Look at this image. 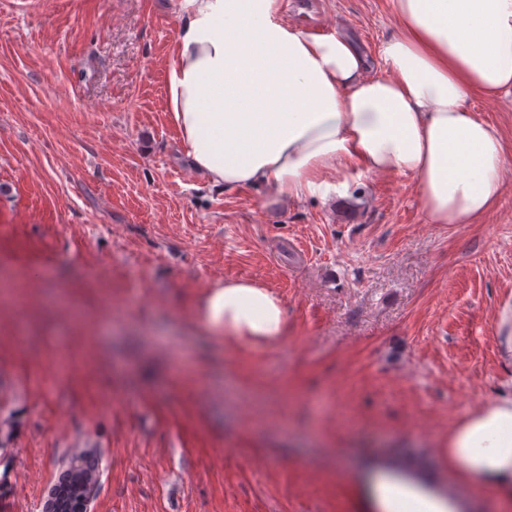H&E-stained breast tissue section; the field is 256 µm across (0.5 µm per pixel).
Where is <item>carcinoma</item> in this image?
I'll use <instances>...</instances> for the list:
<instances>
[{
	"instance_id": "1",
	"label": "carcinoma",
	"mask_w": 512,
	"mask_h": 512,
	"mask_svg": "<svg viewBox=\"0 0 512 512\" xmlns=\"http://www.w3.org/2000/svg\"><path fill=\"white\" fill-rule=\"evenodd\" d=\"M99 457L91 448L72 453L57 471L50 488L42 498V512H59L62 503L70 512H80L82 503L77 499V486L90 485L99 479Z\"/></svg>"
}]
</instances>
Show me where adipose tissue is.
Instances as JSON below:
<instances>
[{
	"label": "adipose tissue",
	"mask_w": 512,
	"mask_h": 512,
	"mask_svg": "<svg viewBox=\"0 0 512 512\" xmlns=\"http://www.w3.org/2000/svg\"><path fill=\"white\" fill-rule=\"evenodd\" d=\"M385 74L346 33L286 21L281 0H180L167 71L171 121L191 168L214 187L282 201L328 193L349 169L409 174L433 224H476L497 208L512 148L471 97L512 94V0H392ZM225 337L279 339L281 299L250 280L213 285L199 311ZM448 465L512 497V389L463 418ZM360 512H468V499L385 458L369 463Z\"/></svg>",
	"instance_id": "ef3b65f1"
}]
</instances>
